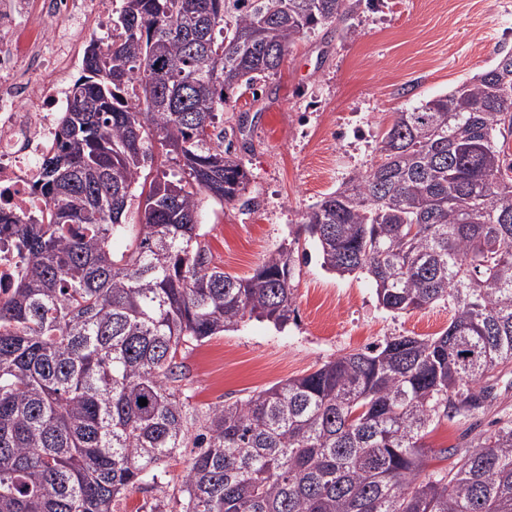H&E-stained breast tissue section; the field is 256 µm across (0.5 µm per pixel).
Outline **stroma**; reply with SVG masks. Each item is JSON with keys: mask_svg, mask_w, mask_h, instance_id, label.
<instances>
[{"mask_svg": "<svg viewBox=\"0 0 512 512\" xmlns=\"http://www.w3.org/2000/svg\"><path fill=\"white\" fill-rule=\"evenodd\" d=\"M351 24L304 36L255 92L231 93L224 123L245 121L234 151L249 183L239 200L201 203L206 242L225 273L251 276L309 206L367 169L396 112L489 68L500 46L512 49V0H378ZM294 259L296 321L279 331L251 320L186 350L193 404L244 398L341 354L448 325L444 304L387 312L367 276L326 271L310 239H300ZM491 382L492 398L474 419L433 425L428 471L452 467L446 451L467 429L488 433L512 420V364L496 368Z\"/></svg>", "mask_w": 512, "mask_h": 512, "instance_id": "35a3bbf8", "label": "stroma"}]
</instances>
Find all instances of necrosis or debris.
Returning a JSON list of instances; mask_svg holds the SVG:
<instances>
[{
    "instance_id": "4bbe7bcc",
    "label": "necrosis or debris",
    "mask_w": 512,
    "mask_h": 512,
    "mask_svg": "<svg viewBox=\"0 0 512 512\" xmlns=\"http://www.w3.org/2000/svg\"><path fill=\"white\" fill-rule=\"evenodd\" d=\"M66 24L52 34L20 0H0V210L30 213L41 162L55 146L59 116L71 100L94 37L112 34V0H44ZM40 81H32V72Z\"/></svg>"
}]
</instances>
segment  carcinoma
<instances>
[{
  "mask_svg": "<svg viewBox=\"0 0 512 512\" xmlns=\"http://www.w3.org/2000/svg\"><path fill=\"white\" fill-rule=\"evenodd\" d=\"M372 3L121 0L44 159V209L0 214L30 264L0 297V512H114L183 448L181 512H512V421L422 476L430 426L483 409V383L512 363V51L396 113L382 163L296 230L326 270L366 274L382 308L443 302L448 327L205 411L185 395L186 346L297 318L292 248L235 277L204 241L202 197L235 201L249 181L224 144L226 92Z\"/></svg>",
  "mask_w": 512,
  "mask_h": 512,
  "instance_id": "cac0c4a2",
  "label": "carcinoma"
}]
</instances>
